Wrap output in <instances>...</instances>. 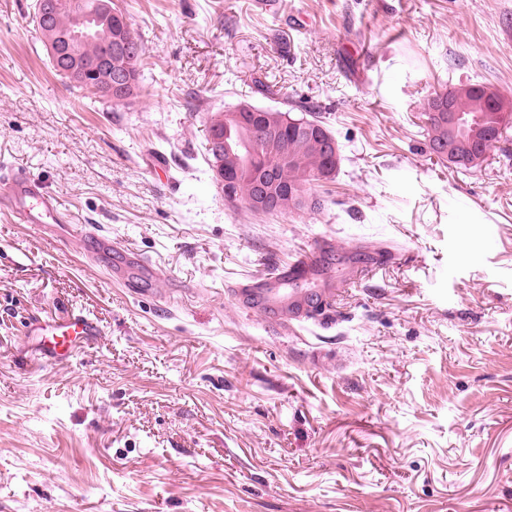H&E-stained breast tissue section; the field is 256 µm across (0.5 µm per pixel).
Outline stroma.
I'll list each match as a JSON object with an SVG mask.
<instances>
[{"label": "stroma", "instance_id": "1", "mask_svg": "<svg viewBox=\"0 0 512 512\" xmlns=\"http://www.w3.org/2000/svg\"><path fill=\"white\" fill-rule=\"evenodd\" d=\"M34 2L0 0V168L112 249L0 210V512H512V121L465 170L422 117L451 84L512 94V0H113L144 91L106 112L53 73ZM241 101L327 122L322 210L225 202L201 144ZM323 242L333 273L396 255L331 326L227 293ZM123 249L150 291L109 278ZM73 310L102 335L44 362L28 323Z\"/></svg>", "mask_w": 512, "mask_h": 512}]
</instances>
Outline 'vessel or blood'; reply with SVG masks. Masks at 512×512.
I'll list each match as a JSON object with an SVG mask.
<instances>
[{
	"mask_svg": "<svg viewBox=\"0 0 512 512\" xmlns=\"http://www.w3.org/2000/svg\"><path fill=\"white\" fill-rule=\"evenodd\" d=\"M0 203L10 210L18 223L38 229L52 225L62 229L67 238H94L102 246L110 244L109 239L96 236L88 226L71 224L56 193L26 173H14L0 187ZM112 274L130 287L140 289L156 278L157 271L138 253L127 251L122 261L113 266ZM323 275L322 253L317 250L279 267L273 275L237 283L231 291L245 307L260 311L268 320L313 319L348 285L347 279L340 278L327 287L311 290V283L321 280ZM29 328L33 335L39 336L42 354L54 362L83 351L100 333L98 323L82 314L51 321L36 320L30 322Z\"/></svg>",
	"mask_w": 512,
	"mask_h": 512,
	"instance_id": "obj_1",
	"label": "vessel or blood"
}]
</instances>
